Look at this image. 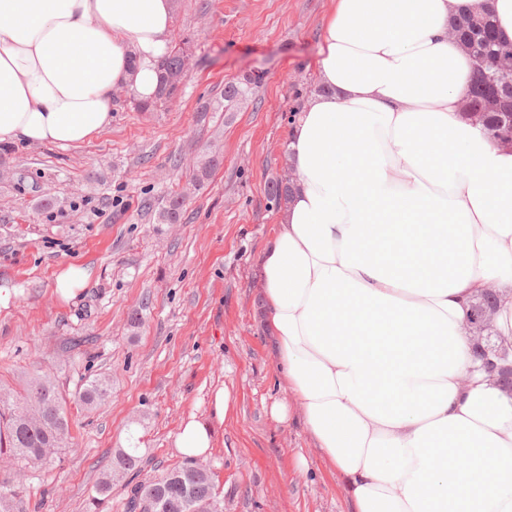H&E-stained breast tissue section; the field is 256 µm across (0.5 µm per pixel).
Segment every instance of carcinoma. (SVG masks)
Returning <instances> with one entry per match:
<instances>
[{"label": "carcinoma", "instance_id": "cac0c4a2", "mask_svg": "<svg viewBox=\"0 0 512 512\" xmlns=\"http://www.w3.org/2000/svg\"><path fill=\"white\" fill-rule=\"evenodd\" d=\"M456 39L475 59L476 70L468 90L464 108L480 113L479 127L487 138L500 146L512 142L506 133L512 130V94L505 91L493 78V63L512 44L500 41L496 34V19L492 11H476L463 16L455 24ZM184 47L175 46L159 64L161 82L156 100L162 101L176 94L182 80ZM258 78L224 87V100L233 102L246 96ZM287 179L280 178L268 188V198L276 206L286 200ZM184 201L170 198L161 212L162 221L176 224L181 219ZM109 383L104 377L86 381L79 392V400L89 408L103 403L109 396ZM64 399L47 375L34 374L24 386V393L14 395L0 391V434L5 447L0 456L18 462L35 463L46 459L65 447L69 439V419ZM137 449L119 450L113 462L103 470L96 484L95 500L104 499L112 490L114 475L133 469L139 463ZM14 485L8 478H0V512H13ZM220 503L213 491L211 475L206 465L188 461L166 475L145 481L132 489L127 512H213Z\"/></svg>", "mask_w": 512, "mask_h": 512}]
</instances>
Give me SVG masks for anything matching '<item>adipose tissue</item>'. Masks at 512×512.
<instances>
[{"instance_id":"ef3b65f1","label":"adipose tissue","mask_w":512,"mask_h":512,"mask_svg":"<svg viewBox=\"0 0 512 512\" xmlns=\"http://www.w3.org/2000/svg\"><path fill=\"white\" fill-rule=\"evenodd\" d=\"M512 0H336L318 92L287 133L289 195L261 256L263 319L298 409L355 512H512V393L463 324L496 288L512 342V149L461 116L475 61L450 27ZM174 0H0V144L79 145L112 93L159 87ZM231 403L182 421L206 455Z\"/></svg>"}]
</instances>
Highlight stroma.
<instances>
[{
    "label": "stroma",
    "instance_id": "1",
    "mask_svg": "<svg viewBox=\"0 0 512 512\" xmlns=\"http://www.w3.org/2000/svg\"><path fill=\"white\" fill-rule=\"evenodd\" d=\"M335 0H175L171 44L192 56L178 94L153 110L114 93L112 125L84 143L0 149V388L50 376L66 404L69 445L24 469L14 512H126L138 483L184 464V419L207 417L212 391L232 395L205 456L224 512H351L335 468L289 402L260 307L259 259L278 208L267 196L286 173L288 126L310 93ZM263 74L245 101L224 87ZM217 155L204 187L193 170ZM173 196L179 223L160 213ZM55 206L43 209V199ZM90 283L74 301L54 292L67 266ZM139 324H131L132 315ZM108 378V401L87 408V379ZM138 466L117 475L101 505L95 484L121 448ZM308 468H299V458Z\"/></svg>",
    "mask_w": 512,
    "mask_h": 512
}]
</instances>
